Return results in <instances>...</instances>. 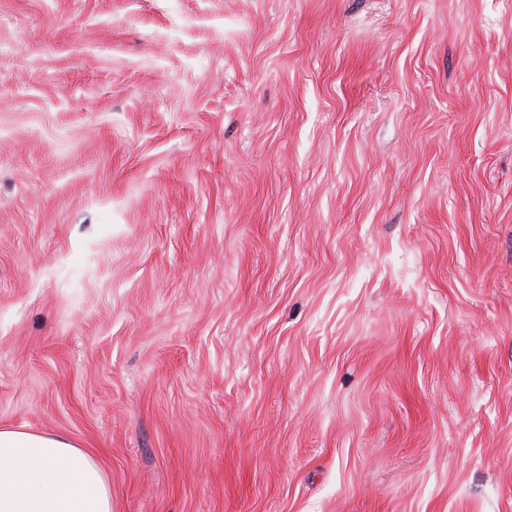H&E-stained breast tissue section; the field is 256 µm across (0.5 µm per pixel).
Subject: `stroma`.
<instances>
[{"mask_svg":"<svg viewBox=\"0 0 512 512\" xmlns=\"http://www.w3.org/2000/svg\"><path fill=\"white\" fill-rule=\"evenodd\" d=\"M112 512H512V0H0V427Z\"/></svg>","mask_w":512,"mask_h":512,"instance_id":"stroma-1","label":"stroma"}]
</instances>
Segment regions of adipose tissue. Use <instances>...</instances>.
Wrapping results in <instances>:
<instances>
[{"mask_svg":"<svg viewBox=\"0 0 512 512\" xmlns=\"http://www.w3.org/2000/svg\"><path fill=\"white\" fill-rule=\"evenodd\" d=\"M0 512H112V493L69 438L0 428Z\"/></svg>","mask_w":512,"mask_h":512,"instance_id":"ef3b65f1","label":"adipose tissue"}]
</instances>
